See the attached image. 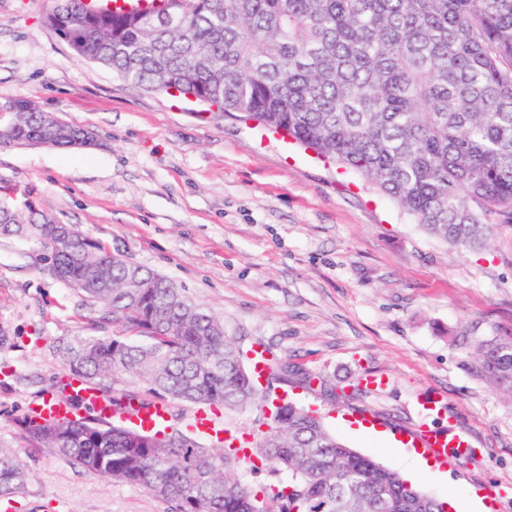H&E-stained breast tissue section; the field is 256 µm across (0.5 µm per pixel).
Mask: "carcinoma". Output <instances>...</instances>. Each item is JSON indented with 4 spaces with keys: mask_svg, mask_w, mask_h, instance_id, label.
<instances>
[{
    "mask_svg": "<svg viewBox=\"0 0 512 512\" xmlns=\"http://www.w3.org/2000/svg\"><path fill=\"white\" fill-rule=\"evenodd\" d=\"M44 22L76 57L134 90L174 89L288 133L456 249H481L493 225L512 223V0H168L157 12L54 0ZM0 107L12 113L1 146H33L53 121L64 132L58 147L83 134L28 100ZM25 207L0 211V236L26 242L118 327L60 341L67 372L52 393L78 411L74 384H89L113 419L26 413L32 443L173 501L176 512H446L447 502L347 447L288 398L251 449L272 473L291 475L271 490L235 475L232 437L206 447L170 423L144 431L119 421L169 400L232 408L274 399L215 313L77 228L62 240L49 207ZM472 355L482 374L512 389V345L478 341ZM120 375L145 381L149 395L116 393ZM32 477L19 451L0 445V498Z\"/></svg>",
    "mask_w": 512,
    "mask_h": 512,
    "instance_id": "obj_1",
    "label": "carcinoma"
}]
</instances>
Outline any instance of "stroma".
I'll return each instance as SVG.
<instances>
[{
    "instance_id": "obj_1",
    "label": "stroma",
    "mask_w": 512,
    "mask_h": 512,
    "mask_svg": "<svg viewBox=\"0 0 512 512\" xmlns=\"http://www.w3.org/2000/svg\"><path fill=\"white\" fill-rule=\"evenodd\" d=\"M51 0H0V101L24 99L94 130L96 146H0V200L45 202L63 224L184 288L244 347L262 345L343 390L288 391L354 450L405 473L384 434L412 439L419 398L442 395L478 461L439 463L413 487L454 512H512V391L485 379L475 341L512 344V224L487 247L451 248L352 171L251 122L136 92L77 59L45 26ZM102 307L47 274L28 245L0 237V444L35 477L0 512H174L32 444L20 420L64 366L54 345L112 334ZM384 377L381 387L363 379Z\"/></svg>"
}]
</instances>
